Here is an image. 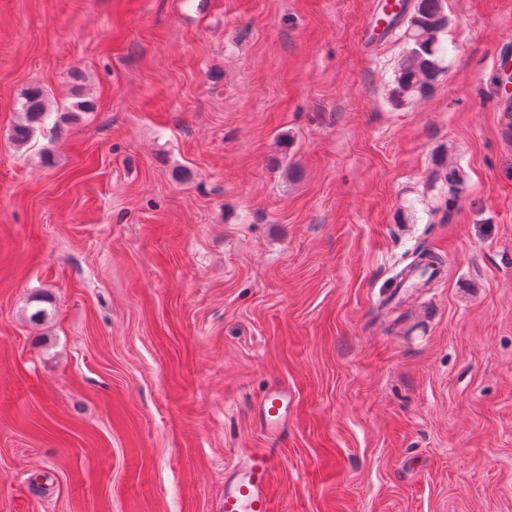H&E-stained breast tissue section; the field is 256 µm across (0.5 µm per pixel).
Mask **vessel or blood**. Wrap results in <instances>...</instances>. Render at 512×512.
I'll return each instance as SVG.
<instances>
[{"instance_id": "vessel-or-blood-1", "label": "vessel or blood", "mask_w": 512, "mask_h": 512, "mask_svg": "<svg viewBox=\"0 0 512 512\" xmlns=\"http://www.w3.org/2000/svg\"><path fill=\"white\" fill-rule=\"evenodd\" d=\"M293 409V397L287 388L272 387L258 409L261 429L269 434L280 432ZM277 468L272 449H251L243 465L225 477L218 512H275L273 482Z\"/></svg>"}]
</instances>
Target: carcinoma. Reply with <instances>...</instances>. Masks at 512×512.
Here are the masks:
<instances>
[{"label":"carcinoma","instance_id":"carcinoma-1","mask_svg":"<svg viewBox=\"0 0 512 512\" xmlns=\"http://www.w3.org/2000/svg\"><path fill=\"white\" fill-rule=\"evenodd\" d=\"M385 22L384 33L393 34L405 28L407 45L398 63L393 95L398 101L424 98L435 88L439 75L444 71L446 49L440 39L448 27L445 0H413L403 5L392 21ZM50 112L47 91L39 84L29 86L21 104L22 118L13 127L11 138L19 146H25L35 128Z\"/></svg>","mask_w":512,"mask_h":512}]
</instances>
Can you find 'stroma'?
Here are the masks:
<instances>
[{
    "label": "stroma",
    "instance_id": "stroma-1",
    "mask_svg": "<svg viewBox=\"0 0 512 512\" xmlns=\"http://www.w3.org/2000/svg\"><path fill=\"white\" fill-rule=\"evenodd\" d=\"M371 6L0 0V512H216L253 448L276 512H512V0L401 105ZM50 112L47 91L38 83L29 86L21 104L22 118L13 127L11 138L18 147L25 146L32 138L35 128ZM294 409L292 395L283 386L272 387L258 409L260 428L268 434L280 432L288 424V416Z\"/></svg>",
    "mask_w": 512,
    "mask_h": 512
}]
</instances>
